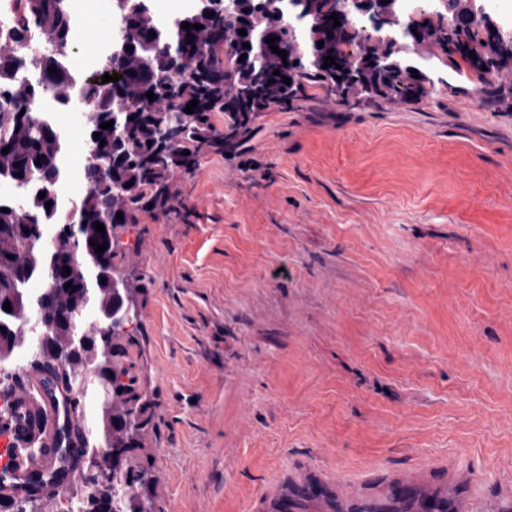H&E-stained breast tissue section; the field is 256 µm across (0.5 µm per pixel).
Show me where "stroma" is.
I'll use <instances>...</instances> for the list:
<instances>
[{"instance_id":"1","label":"stroma","mask_w":512,"mask_h":512,"mask_svg":"<svg viewBox=\"0 0 512 512\" xmlns=\"http://www.w3.org/2000/svg\"><path fill=\"white\" fill-rule=\"evenodd\" d=\"M72 70L112 0H75ZM63 196L86 187L78 112ZM117 269L136 286L121 356L150 417L129 466L153 512H249L315 475L335 498L389 474L464 478L512 512V95L463 77L399 106L272 107L176 180Z\"/></svg>"}]
</instances>
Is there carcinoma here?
Masks as SVG:
<instances>
[{"instance_id": "carcinoma-1", "label": "carcinoma", "mask_w": 512, "mask_h": 512, "mask_svg": "<svg viewBox=\"0 0 512 512\" xmlns=\"http://www.w3.org/2000/svg\"><path fill=\"white\" fill-rule=\"evenodd\" d=\"M379 2L388 25L371 37L357 9L333 26L336 0H234L227 13L224 0H196L192 12L168 23L156 18L150 0H112V39L98 55L97 70L81 75L64 61L76 33L72 0H25L18 26L0 33V97L13 100L0 109V176L33 191L25 206L0 199V366L30 347L31 323L40 319L45 335L29 353L27 370L52 365L56 381L82 396L92 370L102 398L78 477L47 498L30 493L1 508L57 512L63 497L66 512H148L134 491L146 484L145 474L125 466L149 418L140 395L121 381L124 368L113 360L115 341L136 311L135 288L117 274L115 258L120 230L145 213H171L176 177L196 170L205 152L238 150L260 113L273 106L289 109L309 97V89L334 94L339 103L399 105L428 96L440 84L450 87L451 78L464 75L482 99L491 100L512 77V36L469 17L460 0H435L418 19L403 9V0ZM184 23L191 28H182ZM30 28L47 47L31 60L21 53ZM259 33L278 37L274 45L286 57L257 41ZM328 55L335 63L326 67ZM379 58L384 65L376 64ZM24 66L31 67L32 77L19 85L14 75ZM106 73L120 80L104 84ZM43 97L63 105L80 102L91 111L86 133L96 162L83 169L88 189L72 206L61 193L67 138L33 109ZM192 100L198 105L188 114ZM108 121L113 128H100ZM96 222L104 233L95 230ZM103 243L107 249L99 254L94 246ZM75 259L80 271L64 274L62 267ZM40 277L46 287L31 292L29 284ZM88 312L95 313L89 325ZM66 437L60 433L63 467L51 475L30 472L32 486L64 479L71 465ZM111 456L120 477L108 481L90 474L88 458L103 466Z\"/></svg>"}]
</instances>
